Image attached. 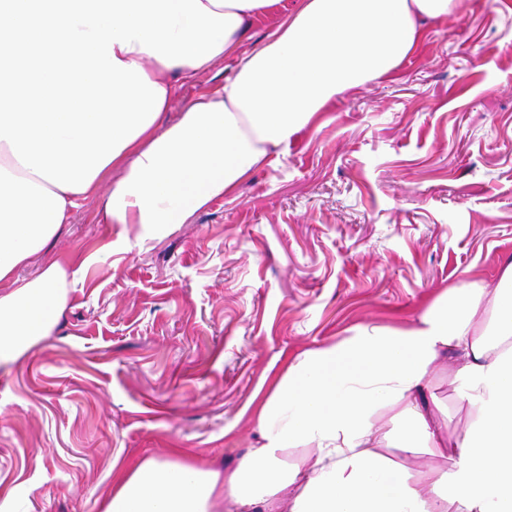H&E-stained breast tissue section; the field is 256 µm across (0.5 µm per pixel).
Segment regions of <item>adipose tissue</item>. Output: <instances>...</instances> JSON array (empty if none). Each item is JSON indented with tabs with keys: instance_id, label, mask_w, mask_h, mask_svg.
Wrapping results in <instances>:
<instances>
[{
	"instance_id": "1",
	"label": "adipose tissue",
	"mask_w": 512,
	"mask_h": 512,
	"mask_svg": "<svg viewBox=\"0 0 512 512\" xmlns=\"http://www.w3.org/2000/svg\"><path fill=\"white\" fill-rule=\"evenodd\" d=\"M457 0H300L259 49L249 18L280 0H0V281L104 193L102 224L147 244L233 193L336 96L390 76ZM236 57L232 78L160 124L174 78ZM72 283L57 261L0 294V366L54 328ZM467 408L432 428L431 367L448 352ZM263 443L233 469L145 458L106 512H512V256L494 282L448 287L408 327L361 324L289 361L256 409ZM427 453L417 472L385 448ZM309 448L310 466L289 465Z\"/></svg>"
}]
</instances>
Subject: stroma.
<instances>
[{
	"label": "stroma",
	"instance_id": "1",
	"mask_svg": "<svg viewBox=\"0 0 512 512\" xmlns=\"http://www.w3.org/2000/svg\"><path fill=\"white\" fill-rule=\"evenodd\" d=\"M389 78L349 90L230 195L146 246L103 198L13 280L77 286L49 336L0 367V512H105L112 474L170 449L215 468L261 443L254 406L288 358L366 323L406 327L512 254V0H459ZM234 58L178 81L165 124ZM454 357L429 372L444 433Z\"/></svg>",
	"mask_w": 512,
	"mask_h": 512
}]
</instances>
